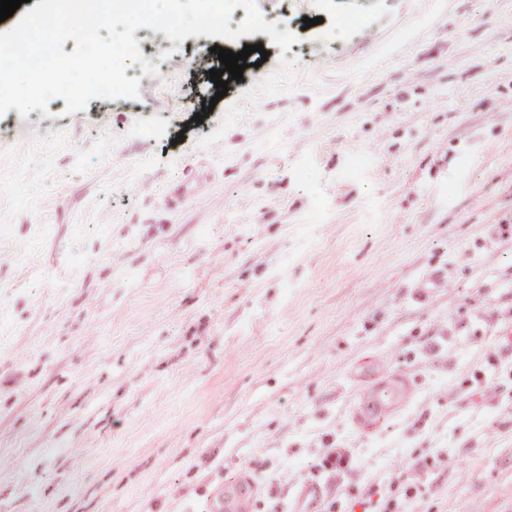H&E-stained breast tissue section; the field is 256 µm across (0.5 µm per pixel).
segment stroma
Segmentation results:
<instances>
[{"label":"stroma","instance_id":"1","mask_svg":"<svg viewBox=\"0 0 512 512\" xmlns=\"http://www.w3.org/2000/svg\"><path fill=\"white\" fill-rule=\"evenodd\" d=\"M257 4L222 99L141 28L153 95L0 116V512H512V0Z\"/></svg>","mask_w":512,"mask_h":512}]
</instances>
